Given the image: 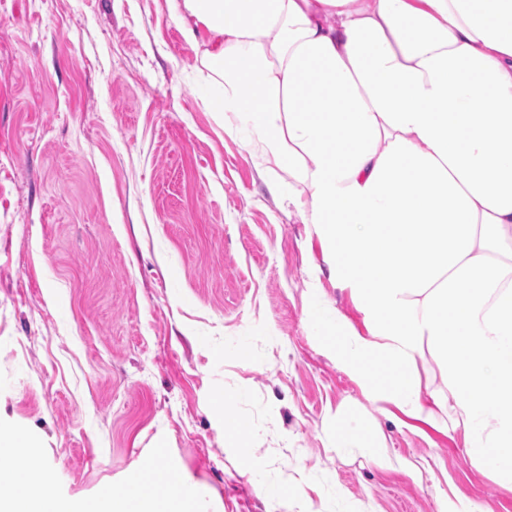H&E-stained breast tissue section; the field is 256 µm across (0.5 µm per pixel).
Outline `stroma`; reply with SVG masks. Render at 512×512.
<instances>
[{
  "label": "stroma",
  "instance_id": "1",
  "mask_svg": "<svg viewBox=\"0 0 512 512\" xmlns=\"http://www.w3.org/2000/svg\"><path fill=\"white\" fill-rule=\"evenodd\" d=\"M167 0H0V423L90 497L163 447L221 512H512L461 432L398 425L307 334L311 288L363 317L225 132ZM361 402L394 464L343 460L327 416ZM282 488L261 493L259 480Z\"/></svg>",
  "mask_w": 512,
  "mask_h": 512
}]
</instances>
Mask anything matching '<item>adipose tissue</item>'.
<instances>
[{
	"label": "adipose tissue",
	"mask_w": 512,
	"mask_h": 512,
	"mask_svg": "<svg viewBox=\"0 0 512 512\" xmlns=\"http://www.w3.org/2000/svg\"><path fill=\"white\" fill-rule=\"evenodd\" d=\"M204 32L202 84L313 224L356 328L311 292L308 334L364 396L440 432L512 490V0H168ZM337 455L380 428L336 408ZM0 512H208L163 449L121 493L44 498L27 428H0Z\"/></svg>",
	"instance_id": "adipose-tissue-1"
}]
</instances>
